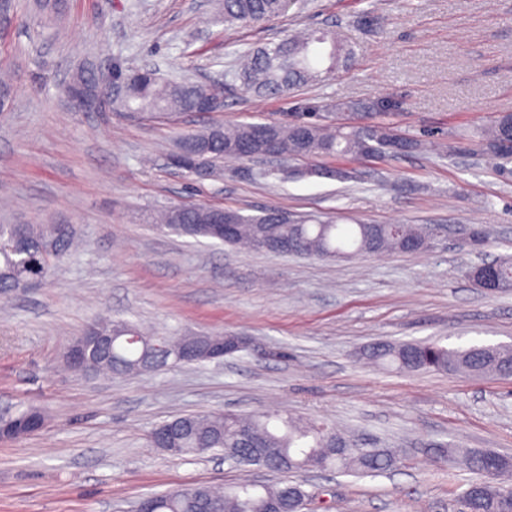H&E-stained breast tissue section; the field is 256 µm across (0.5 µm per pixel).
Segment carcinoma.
I'll list each match as a JSON object with an SVG mask.
<instances>
[{"label": "carcinoma", "mask_w": 512, "mask_h": 512, "mask_svg": "<svg viewBox=\"0 0 512 512\" xmlns=\"http://www.w3.org/2000/svg\"><path fill=\"white\" fill-rule=\"evenodd\" d=\"M291 0H223L224 25H259L288 11ZM353 51L342 35L329 30H311L249 49L238 56L228 71L244 88L262 95H280L300 84L317 81L347 67ZM217 97L209 87L171 80L157 69L141 70L139 79L128 85L114 102L119 112H194L202 97ZM512 131V114L496 118L480 129L475 142L480 151L497 160L500 169L512 164V147L505 140ZM194 141L204 152L207 164L224 157L243 159L271 149L281 156L393 158L425 148L426 141L406 137L389 126L371 124L336 126L311 123L272 125L271 143L261 137L260 124L243 123L217 126L204 133H182L177 145ZM231 245L241 242L257 247L258 240L269 238L289 244L296 256L333 259L341 256H365L373 253L411 252L424 248L428 232L409 224H278L273 214L257 218L237 216ZM211 208L203 205H179L161 217V226L181 235L207 237ZM75 234L57 232L55 224H0V293H8L22 276L35 274L45 278L54 264L74 250ZM92 335L112 337V347L104 353L91 350L86 338L72 340L64 352L66 364L77 348L87 350V362L81 371L107 372L128 376L156 371L168 364L165 346L176 347L196 341V336H150L133 322L124 319H100L92 324ZM379 366L399 371H464L473 375L512 376V350L503 346L448 348L435 342H406L398 345H373L363 353ZM168 433V447L178 449L176 456L200 455L206 448H229L227 461L239 465H257L272 471L301 472L309 469L334 470L362 476L384 473L399 461L393 448H362L354 440L333 428L293 417L256 413L189 415L166 421L149 434L157 444L161 433ZM439 453L463 456L465 465L481 475L471 483L482 492L468 498V512H512V488L497 482L501 474L512 472V458L486 451L463 450L436 445ZM303 490L299 483L272 486L244 484L222 493L205 485L151 494L141 504L152 512H270L288 492Z\"/></svg>", "instance_id": "cac0c4a2"}]
</instances>
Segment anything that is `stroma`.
I'll use <instances>...</instances> for the list:
<instances>
[{"label":"stroma","mask_w":512,"mask_h":512,"mask_svg":"<svg viewBox=\"0 0 512 512\" xmlns=\"http://www.w3.org/2000/svg\"><path fill=\"white\" fill-rule=\"evenodd\" d=\"M17 4L0 34L14 90L0 111V224H69L83 246L40 286L0 297V408L48 415L36 435L0 440V512H135L148 494L243 481L301 483L304 512H460L478 475L432 445L512 455V378L404 373L359 353L409 341L512 347V291L472 280L478 265L512 256V173L470 148L479 128L512 113V0H294L286 15L232 27L220 0H63L55 16ZM328 27L355 56L324 81L265 96L225 76L242 51ZM115 64L215 85L223 106L73 111L64 88L78 67ZM305 112L383 122L427 146L386 160L226 158L204 178L168 162L178 133ZM184 203L421 224L430 240L342 261L282 256L153 223ZM102 317L249 345L123 379L70 372L66 346ZM227 410L317 420L402 458L377 476L274 473L220 451L176 458L146 440L162 422Z\"/></svg>","instance_id":"obj_1"}]
</instances>
